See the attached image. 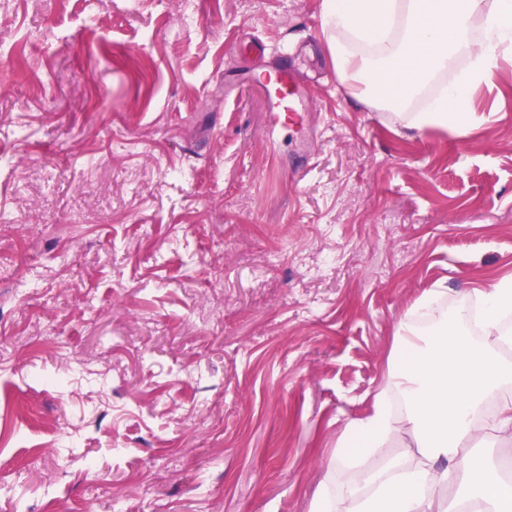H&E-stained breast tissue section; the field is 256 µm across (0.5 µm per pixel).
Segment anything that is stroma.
<instances>
[{
    "label": "stroma",
    "instance_id": "1",
    "mask_svg": "<svg viewBox=\"0 0 512 512\" xmlns=\"http://www.w3.org/2000/svg\"><path fill=\"white\" fill-rule=\"evenodd\" d=\"M474 104L354 100L321 0H0V512H307L408 308L512 275V61ZM255 85L269 95L278 119L289 123L303 119L307 102L302 85L288 61L275 67L273 76L266 82L256 81Z\"/></svg>",
    "mask_w": 512,
    "mask_h": 512
}]
</instances>
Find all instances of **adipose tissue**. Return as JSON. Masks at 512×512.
<instances>
[{"label":"adipose tissue","mask_w":512,"mask_h":512,"mask_svg":"<svg viewBox=\"0 0 512 512\" xmlns=\"http://www.w3.org/2000/svg\"><path fill=\"white\" fill-rule=\"evenodd\" d=\"M322 14L326 50L352 97L400 112L418 130L473 124L474 90L493 85L512 55V0H322ZM450 72L442 94L407 111ZM447 298V286L430 289L400 319L394 338L408 358L390 366L370 411L346 423L333 460L337 491L319 489L308 512H460L465 499L472 512H512V483L497 467L460 464L463 449L484 446L489 433L512 443V276L469 289L452 318L417 323ZM403 439L406 456H391ZM370 457L381 466L363 468Z\"/></svg>","instance_id":"1"}]
</instances>
